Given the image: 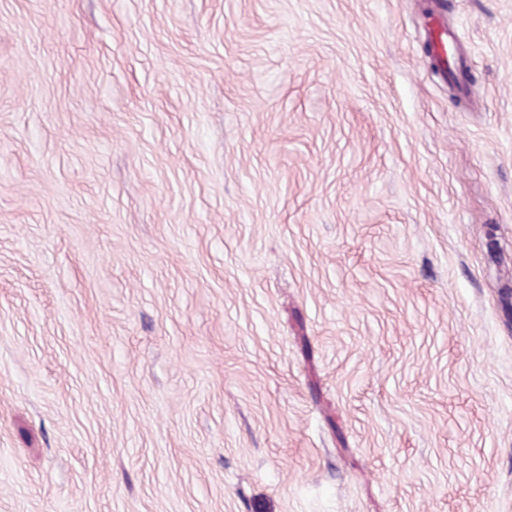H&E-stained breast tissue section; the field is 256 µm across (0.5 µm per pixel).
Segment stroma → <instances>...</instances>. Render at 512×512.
Masks as SVG:
<instances>
[{
	"instance_id": "35a3bbf8",
	"label": "stroma",
	"mask_w": 512,
	"mask_h": 512,
	"mask_svg": "<svg viewBox=\"0 0 512 512\" xmlns=\"http://www.w3.org/2000/svg\"><path fill=\"white\" fill-rule=\"evenodd\" d=\"M0 512H512V0H0ZM430 28L432 29L430 30V39L437 51L442 68L445 70L448 64V45L451 42H457V33L444 23H432Z\"/></svg>"
}]
</instances>
